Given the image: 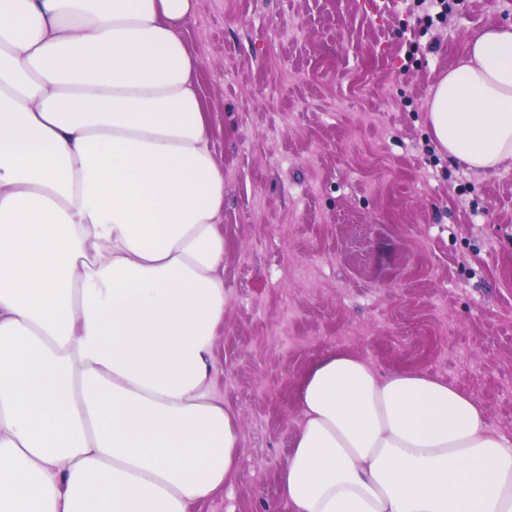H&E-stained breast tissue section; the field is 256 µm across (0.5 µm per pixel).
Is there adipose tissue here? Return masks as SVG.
Instances as JSON below:
<instances>
[{
	"mask_svg": "<svg viewBox=\"0 0 512 512\" xmlns=\"http://www.w3.org/2000/svg\"><path fill=\"white\" fill-rule=\"evenodd\" d=\"M196 0H0V512H189L239 465L214 390L224 171ZM438 146L512 165V25L431 90ZM279 512H512V440L422 370L330 350Z\"/></svg>",
	"mask_w": 512,
	"mask_h": 512,
	"instance_id": "1",
	"label": "adipose tissue"
}]
</instances>
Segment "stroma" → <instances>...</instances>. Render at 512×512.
<instances>
[{"instance_id":"35a3bbf8","label":"stroma","mask_w":512,"mask_h":512,"mask_svg":"<svg viewBox=\"0 0 512 512\" xmlns=\"http://www.w3.org/2000/svg\"><path fill=\"white\" fill-rule=\"evenodd\" d=\"M198 0L185 27L224 169L215 388L239 415L232 480L192 512L279 498L297 385L331 349L419 369L512 438V167L475 174L438 148L439 74L512 0Z\"/></svg>"}]
</instances>
